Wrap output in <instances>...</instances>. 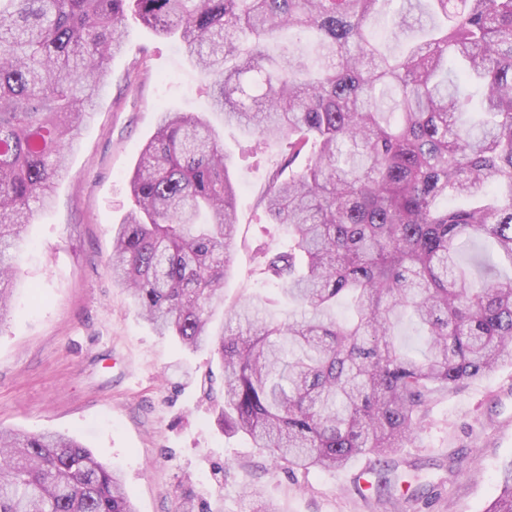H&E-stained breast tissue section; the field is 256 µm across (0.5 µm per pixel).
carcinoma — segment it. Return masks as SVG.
Returning a JSON list of instances; mask_svg holds the SVG:
<instances>
[{"label":"carcinoma","mask_w":512,"mask_h":512,"mask_svg":"<svg viewBox=\"0 0 512 512\" xmlns=\"http://www.w3.org/2000/svg\"><path fill=\"white\" fill-rule=\"evenodd\" d=\"M391 0H0V320L32 204L46 207L132 10L194 60L212 111L286 143L259 207L288 226L257 296L225 328L236 248L231 156L202 113L160 111L130 179L133 208L106 267L159 333L209 347L218 423L290 470L382 462L421 428L433 394L512 361V277L480 278L462 247L512 264V0H405L399 55L369 22ZM313 37L276 52L284 30ZM350 317L339 321L336 302ZM409 314L424 349L406 351ZM0 512H135L121 476L61 434L0 429ZM487 512H512V465Z\"/></svg>","instance_id":"obj_1"}]
</instances>
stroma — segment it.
Returning a JSON list of instances; mask_svg holds the SVG:
<instances>
[{"instance_id": "stroma-1", "label": "stroma", "mask_w": 512, "mask_h": 512, "mask_svg": "<svg viewBox=\"0 0 512 512\" xmlns=\"http://www.w3.org/2000/svg\"><path fill=\"white\" fill-rule=\"evenodd\" d=\"M170 109L208 114L232 156L237 250L224 280L229 309L262 292L274 319L291 304L256 273L284 226L256 203L279 142L246 151L249 138L212 112L203 82L178 42L126 19L125 46L109 64L92 118L29 224L21 279L0 321V428L75 438L121 471L136 512H250L252 493L281 512H485L512 462V362L438 391L420 432L388 461L399 478L376 492L374 458L336 470L272 467L262 449L217 423L223 374L209 350L184 347L144 321L105 268L112 229L132 204L129 181Z\"/></svg>"}]
</instances>
